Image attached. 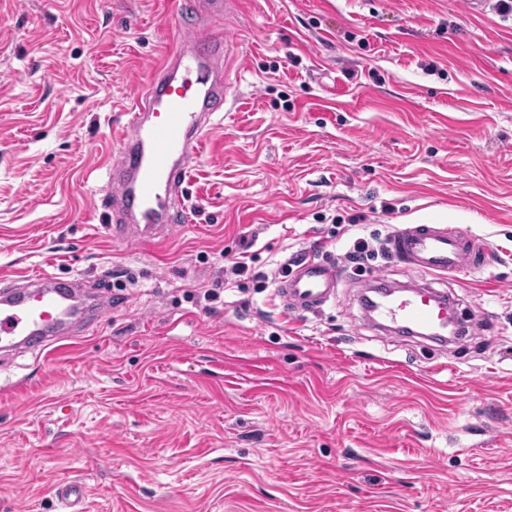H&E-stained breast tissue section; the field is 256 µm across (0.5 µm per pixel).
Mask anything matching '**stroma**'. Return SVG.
I'll return each mask as SVG.
<instances>
[{
	"label": "stroma",
	"mask_w": 512,
	"mask_h": 512,
	"mask_svg": "<svg viewBox=\"0 0 512 512\" xmlns=\"http://www.w3.org/2000/svg\"><path fill=\"white\" fill-rule=\"evenodd\" d=\"M243 0L237 103L162 249L111 236L112 131L195 0H0V275L112 302L60 355L0 353V512H512V15L495 0ZM445 215L489 245L445 289L481 334L363 326L408 282L356 238ZM256 259L218 289L243 244ZM340 266L283 313L273 271ZM56 494L67 512H84L85 490L81 482L62 481L57 485Z\"/></svg>",
	"instance_id": "stroma-1"
}]
</instances>
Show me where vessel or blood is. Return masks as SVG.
Instances as JSON below:
<instances>
[{
    "label": "vessel or blood",
    "mask_w": 512,
    "mask_h": 512,
    "mask_svg": "<svg viewBox=\"0 0 512 512\" xmlns=\"http://www.w3.org/2000/svg\"><path fill=\"white\" fill-rule=\"evenodd\" d=\"M236 3L198 0L209 26L185 28L115 129L118 157L106 169L113 239L160 247L176 221L190 220L183 195L190 164L202 154L215 116L231 102L236 52L221 23ZM387 248L408 270L437 276L482 268L489 256L485 241L448 223L403 225L389 236ZM339 280L335 265L310 258L278 280L276 293L284 313L301 317L334 299ZM85 291L81 281L63 283L48 273L1 277L0 349L22 352L34 344L46 349L67 340ZM363 322L390 335L410 327L422 339L442 344L449 330L466 335L482 328L481 321L462 319L447 291L412 284L364 308ZM56 494L65 512H84L81 482H60Z\"/></svg>",
    "instance_id": "vessel-or-blood-1"
}]
</instances>
